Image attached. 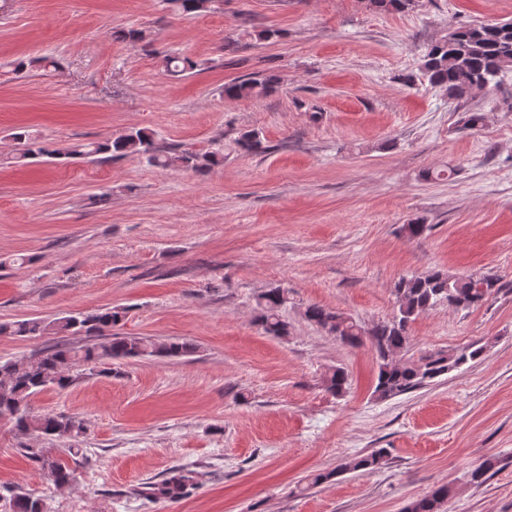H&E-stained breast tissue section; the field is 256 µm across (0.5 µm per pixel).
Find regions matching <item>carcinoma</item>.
I'll use <instances>...</instances> for the list:
<instances>
[{
	"instance_id": "carcinoma-1",
	"label": "carcinoma",
	"mask_w": 512,
	"mask_h": 512,
	"mask_svg": "<svg viewBox=\"0 0 512 512\" xmlns=\"http://www.w3.org/2000/svg\"><path fill=\"white\" fill-rule=\"evenodd\" d=\"M179 15L196 14L208 8L209 0H166ZM512 68V22H494L457 27L428 46L422 58L420 72L435 86L462 98L474 89L498 84L501 74ZM276 83L273 76L248 78L224 85V95L232 98L260 96ZM17 145L16 162L25 165L40 157L67 161L77 157L107 158L136 156L155 167H180L192 170L207 169L224 161V150L198 153L177 147H161L145 131L131 130L121 136L104 137L98 141L75 144L65 150L51 149L23 127L11 133ZM236 145L253 153L270 150L260 133L245 132ZM493 277L454 278L440 270L424 275L400 278L394 286L397 310L391 318L365 325L333 308L310 304L304 311L305 319L325 330L340 342L357 347L367 344L376 355L377 376L374 394L382 400L393 399L422 388L469 362L477 360L484 346L472 344L459 350H430L420 356L407 357L408 327L418 316L440 304L453 309H469L479 305L497 288ZM288 303V291L279 286L266 289L256 301L255 322L261 330L273 337L289 334L288 321L282 309ZM127 316V309L113 306L95 312H72L51 320L31 318L0 323V336L62 337L55 345L29 357L0 361V418L14 423L23 436L50 437L74 441L67 448L71 458L82 453L76 441L85 434L82 420L64 413L35 414L31 398L45 390L63 389L71 383L69 372L83 364L121 361L133 358H180L193 354L196 345L180 339L161 342L145 337L116 332ZM97 336L101 341L77 346L68 336ZM326 389L336 397L347 393L344 370H333L325 381ZM22 450L36 468L56 486L70 488L76 484V469L69 462L55 457L45 448L22 446ZM386 450L379 448L367 455L354 457L329 472L311 477V485H320L346 472L369 473L381 467ZM198 484L190 471L176 468L169 476L146 482L141 494L152 501L176 503L188 496ZM452 489L446 485L434 488L424 497L411 502L405 512H443ZM7 512H44L41 499L15 493L9 498Z\"/></svg>"
}]
</instances>
